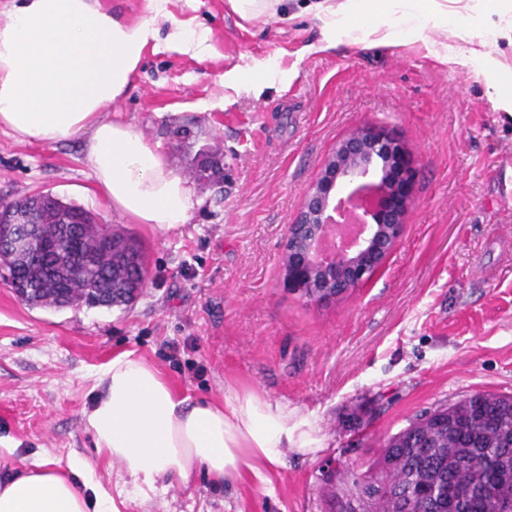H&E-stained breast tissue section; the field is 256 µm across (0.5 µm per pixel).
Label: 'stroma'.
<instances>
[{"label": "stroma", "mask_w": 512, "mask_h": 512, "mask_svg": "<svg viewBox=\"0 0 512 512\" xmlns=\"http://www.w3.org/2000/svg\"><path fill=\"white\" fill-rule=\"evenodd\" d=\"M306 0L245 22L226 0H167L161 37L204 24L196 58L147 49L126 95L105 116L130 124L184 179L216 152L221 185H194L186 223L167 229L112 212L82 162L86 134L46 146L0 131V199L48 191L133 232L148 278L130 307L33 308L0 282V437L16 452L78 453L107 488L126 482L99 453L85 412L97 373L134 352L176 393L223 400L253 392L314 421L322 449L216 483L161 481L124 496L120 512H318L315 474L328 458L379 447L416 416L479 391L512 395V40L483 44L480 0H447L474 34L482 64L443 61L456 38L430 29L382 43L362 18L323 49ZM236 73L225 88V73ZM384 131L406 149L412 203L401 239L346 298L309 304L287 286L288 224L336 144Z\"/></svg>", "instance_id": "1"}]
</instances>
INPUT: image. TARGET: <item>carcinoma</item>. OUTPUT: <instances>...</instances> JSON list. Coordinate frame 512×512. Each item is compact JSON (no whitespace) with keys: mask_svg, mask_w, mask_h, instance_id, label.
<instances>
[{"mask_svg":"<svg viewBox=\"0 0 512 512\" xmlns=\"http://www.w3.org/2000/svg\"><path fill=\"white\" fill-rule=\"evenodd\" d=\"M34 213L32 255L12 249L13 225L0 224V269L22 273L20 300L30 306L126 307L146 284L145 249L132 233L102 224L89 209L51 193L13 201ZM78 233L80 253L64 244ZM321 507L346 512L363 483L377 485L370 512H507L512 506V396L476 392L420 417L383 446L336 460L334 475L318 467Z\"/></svg>","mask_w":512,"mask_h":512,"instance_id":"obj_1","label":"carcinoma"}]
</instances>
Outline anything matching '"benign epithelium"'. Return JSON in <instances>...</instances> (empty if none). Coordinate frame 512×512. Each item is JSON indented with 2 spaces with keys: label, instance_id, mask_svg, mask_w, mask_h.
<instances>
[{
  "label": "benign epithelium",
  "instance_id": "obj_1",
  "mask_svg": "<svg viewBox=\"0 0 512 512\" xmlns=\"http://www.w3.org/2000/svg\"><path fill=\"white\" fill-rule=\"evenodd\" d=\"M371 176L375 194L364 234L352 249L323 253L340 189L358 187ZM410 201L411 179L401 145L371 127L349 133L307 188L295 223L288 225L281 258L288 283L311 303H331L345 296L396 247ZM29 221L25 210L0 206L1 224Z\"/></svg>",
  "mask_w": 512,
  "mask_h": 512
}]
</instances>
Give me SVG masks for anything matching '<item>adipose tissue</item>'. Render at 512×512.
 I'll use <instances>...</instances> for the list:
<instances>
[{
  "label": "adipose tissue",
  "mask_w": 512,
  "mask_h": 512,
  "mask_svg": "<svg viewBox=\"0 0 512 512\" xmlns=\"http://www.w3.org/2000/svg\"><path fill=\"white\" fill-rule=\"evenodd\" d=\"M312 9L331 46L351 16L367 17L390 43L449 26L441 0H419L414 9L406 0H315ZM157 36L154 17L131 23L99 0H11L0 25V129L49 146L87 133L83 161L112 210L164 228L186 222L190 187L132 126L103 114L126 94ZM97 385L86 415L95 445L143 493L164 477L189 483L200 468L214 481L233 482L252 461L275 468L282 449L304 454L323 445L312 421L254 393L229 391L220 403L179 396L131 352L113 357ZM0 512L119 508L87 460L75 455L63 463L37 452L26 471L0 478Z\"/></svg>",
  "instance_id": "1"
}]
</instances>
